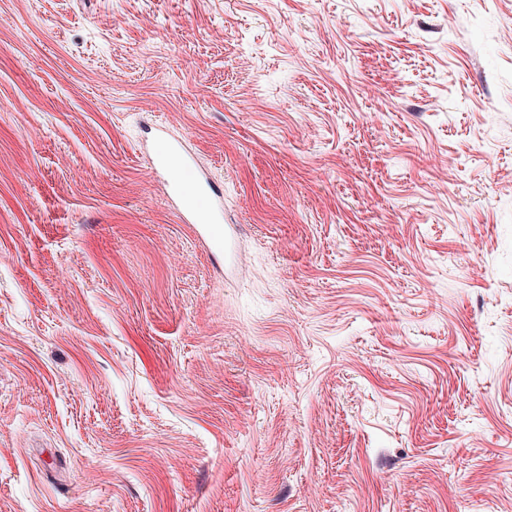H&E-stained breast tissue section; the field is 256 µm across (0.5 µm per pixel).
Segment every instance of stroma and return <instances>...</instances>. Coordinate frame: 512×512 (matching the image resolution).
Listing matches in <instances>:
<instances>
[{
  "instance_id": "35a3bbf8",
  "label": "stroma",
  "mask_w": 512,
  "mask_h": 512,
  "mask_svg": "<svg viewBox=\"0 0 512 512\" xmlns=\"http://www.w3.org/2000/svg\"><path fill=\"white\" fill-rule=\"evenodd\" d=\"M0 512H512V0H0ZM152 136L153 166L156 172L168 175V196L175 204L176 216L186 224H195L198 234L205 240L221 243L224 228L215 218L218 192L205 182L193 161L182 152L178 140L169 137L165 126L156 125ZM177 165V169L172 167Z\"/></svg>"
}]
</instances>
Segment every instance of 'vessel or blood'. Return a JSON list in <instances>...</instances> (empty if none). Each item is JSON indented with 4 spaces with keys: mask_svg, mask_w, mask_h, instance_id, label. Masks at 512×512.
I'll list each match as a JSON object with an SVG mask.
<instances>
[{
    "mask_svg": "<svg viewBox=\"0 0 512 512\" xmlns=\"http://www.w3.org/2000/svg\"><path fill=\"white\" fill-rule=\"evenodd\" d=\"M151 148L155 170L168 177V196L179 221L194 225L198 234L209 242H222L224 228L215 218L219 194L183 154L181 143L169 137L165 126L158 125L154 128Z\"/></svg>",
    "mask_w": 512,
    "mask_h": 512,
    "instance_id": "obj_1",
    "label": "vessel or blood"
}]
</instances>
